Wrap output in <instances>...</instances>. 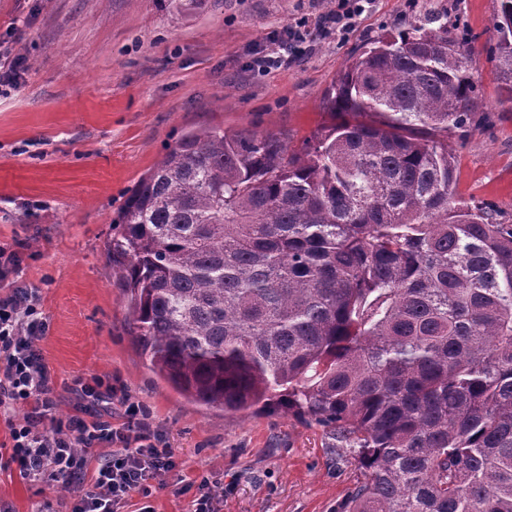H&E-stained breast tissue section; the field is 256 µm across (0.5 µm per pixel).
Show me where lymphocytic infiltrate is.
<instances>
[{
	"label": "lymphocytic infiltrate",
	"mask_w": 512,
	"mask_h": 512,
	"mask_svg": "<svg viewBox=\"0 0 512 512\" xmlns=\"http://www.w3.org/2000/svg\"><path fill=\"white\" fill-rule=\"evenodd\" d=\"M300 27L272 34L256 49L251 71L287 69L305 42ZM47 327L41 298L32 288L0 294V412L23 406L22 420H7L8 439L0 443V470L17 469L21 479L73 492L68 512H121L133 498H143L140 512H154L152 488L178 467L162 432L154 428L144 406L122 399V422L113 425L102 404L111 399L110 384L98 376L80 382L81 402L66 420L55 418L54 395L43 353L38 346ZM112 450L92 460L95 445Z\"/></svg>",
	"instance_id": "lymphocytic-infiltrate-1"
}]
</instances>
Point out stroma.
<instances>
[{
	"label": "stroma",
	"mask_w": 512,
	"mask_h": 512,
	"mask_svg": "<svg viewBox=\"0 0 512 512\" xmlns=\"http://www.w3.org/2000/svg\"><path fill=\"white\" fill-rule=\"evenodd\" d=\"M336 0H207L176 13L163 0H0V35L26 60L0 98V246L18 251L16 285L36 289L47 318L39 346L60 402L73 382L111 380L141 403L179 463L158 484L156 512H188L190 480L224 485L223 512H336L363 473L324 428L279 409L232 414L197 405L149 370L130 336L129 302L106 256L129 191L186 130L221 126L282 136L289 152L333 121L325 90L350 59L416 17L447 12L470 35L488 124L448 135L457 201L512 216V105L500 104L490 56L497 0H372L345 35L317 39L288 70L247 68L249 50L297 22L315 25ZM68 489L0 471V504L65 512Z\"/></svg>",
	"instance_id": "35a3bbf8"
}]
</instances>
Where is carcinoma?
<instances>
[{
  "label": "carcinoma",
  "mask_w": 512,
  "mask_h": 512,
  "mask_svg": "<svg viewBox=\"0 0 512 512\" xmlns=\"http://www.w3.org/2000/svg\"><path fill=\"white\" fill-rule=\"evenodd\" d=\"M493 28L512 103V0ZM472 63L465 27L426 14L345 67L301 152L184 133L112 220L150 369L327 429L365 470L338 512H512V224L457 203L448 151L486 119Z\"/></svg>",
  "instance_id": "1"
}]
</instances>
